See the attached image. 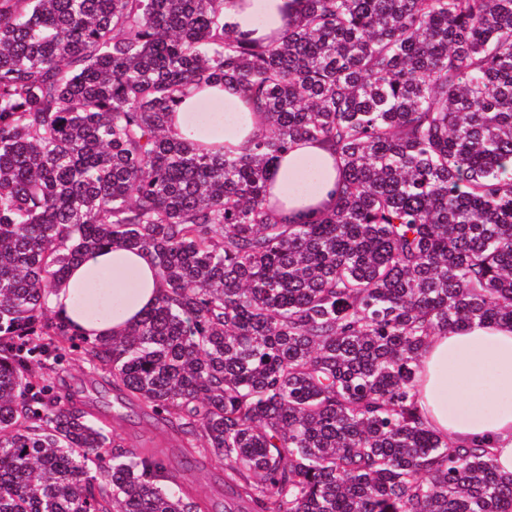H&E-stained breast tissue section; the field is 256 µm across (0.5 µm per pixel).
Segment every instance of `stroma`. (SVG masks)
<instances>
[{"label":"stroma","instance_id":"stroma-1","mask_svg":"<svg viewBox=\"0 0 512 512\" xmlns=\"http://www.w3.org/2000/svg\"><path fill=\"white\" fill-rule=\"evenodd\" d=\"M59 372L71 387L82 388V398L87 401L94 420L105 423L109 431L119 434L126 444L157 453L165 460L177 483L192 497L212 507H223L225 489L222 461L202 454L192 468H185L179 436L157 425L142 411L127 408L112 391L92 388L93 368L83 348L66 350L60 361Z\"/></svg>","mask_w":512,"mask_h":512}]
</instances>
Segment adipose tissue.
Listing matches in <instances>:
<instances>
[{
    "mask_svg": "<svg viewBox=\"0 0 512 512\" xmlns=\"http://www.w3.org/2000/svg\"><path fill=\"white\" fill-rule=\"evenodd\" d=\"M297 8L296 0H224V22L234 33L262 38L283 32ZM172 129L195 142L240 152L264 132L265 122L247 106L242 89L227 85L207 94L189 90ZM338 179L334 157L314 144L296 143L271 165L280 213L303 221L333 207ZM165 292L144 252L114 248L73 266L53 288L49 302L74 331L93 339L124 332ZM417 384L432 431L460 447L489 444L499 470L512 473V407L486 410L495 398L512 397V326L474 322L430 337Z\"/></svg>",
    "mask_w": 512,
    "mask_h": 512,
    "instance_id": "obj_1",
    "label": "adipose tissue"
}]
</instances>
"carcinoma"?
Masks as SVG:
<instances>
[{
	"instance_id": "1",
	"label": "carcinoma",
	"mask_w": 512,
	"mask_h": 512,
	"mask_svg": "<svg viewBox=\"0 0 512 512\" xmlns=\"http://www.w3.org/2000/svg\"><path fill=\"white\" fill-rule=\"evenodd\" d=\"M298 2L253 40L224 0H0V512H209L54 377L48 296L113 246L167 289L94 368L247 512H512L416 401L430 336L512 324V0ZM224 84L267 127L239 154L171 131ZM298 141L343 163L307 224L269 200Z\"/></svg>"
}]
</instances>
